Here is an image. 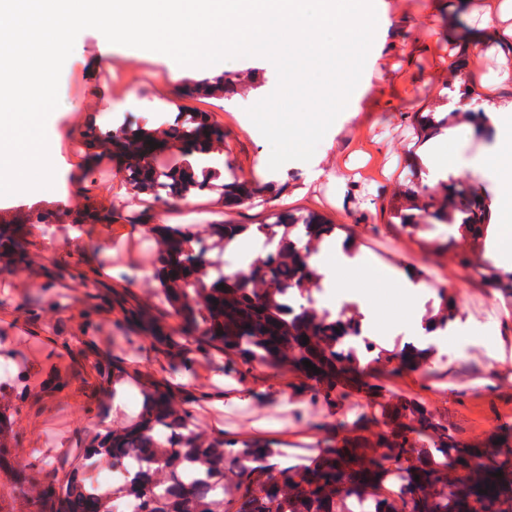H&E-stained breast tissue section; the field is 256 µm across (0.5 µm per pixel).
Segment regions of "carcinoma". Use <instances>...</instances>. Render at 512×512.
Masks as SVG:
<instances>
[{
	"label": "carcinoma",
	"mask_w": 512,
	"mask_h": 512,
	"mask_svg": "<svg viewBox=\"0 0 512 512\" xmlns=\"http://www.w3.org/2000/svg\"><path fill=\"white\" fill-rule=\"evenodd\" d=\"M235 79L222 74L213 81L195 83L193 92L225 95ZM87 149H112L124 164L131 191L186 199L206 190H218L224 204H239L256 189L234 177L224 178V166L213 157L224 141V131L205 112H177L163 130L130 126L120 133L89 128ZM153 144H147V141ZM175 150L181 160L167 164L156 149ZM424 216L439 223L454 222L484 239L486 208L462 176H448L440 193L412 191ZM402 228L418 224L410 206L394 210ZM66 210L29 208L22 223L0 224V260L20 264L25 257V225L74 224ZM335 225L309 214L301 219L279 216L270 224H211L210 247L202 250L189 226L156 224L149 228L160 242L155 276L163 302L176 326L167 340L193 338L203 359L210 351L231 352L242 364L288 368L316 381V395L336 406L339 384L365 387L379 394L371 367H428L431 347L410 344L388 350L363 336L360 346L345 338L362 336L360 323L345 314L312 309L310 290L320 280L309 258L316 245L332 234ZM256 233L277 243L246 272L224 270V249L239 236ZM461 267L473 268L492 286L499 276L484 255L463 254ZM439 312H430L426 325L448 327L457 309L455 295L441 292ZM308 360L319 372L305 367ZM383 427L354 442H338L323 450L299 474L274 462L278 451L271 443L226 439L215 433L197 435L191 412L174 406L171 394L155 388L144 395L141 408L129 424L97 428L81 439L80 453L65 457L41 482L40 495L28 512H107L102 495L91 484L86 462L106 458L113 465L135 451L153 462L126 485L115 490L137 499L140 512H343L347 501L365 503L366 512H512V455L498 447L512 436L494 434L481 447L460 444L448 426L437 421L424 404L397 399L382 405ZM166 430L170 451L160 454L153 437ZM13 446L0 444V476L16 493L36 480L39 465L16 467ZM501 472L496 477L494 473ZM394 478V488L381 491Z\"/></svg>",
	"instance_id": "1"
}]
</instances>
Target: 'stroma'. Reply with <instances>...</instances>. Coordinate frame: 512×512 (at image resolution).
Instances as JSON below:
<instances>
[{"instance_id": "35a3bbf8", "label": "stroma", "mask_w": 512, "mask_h": 512, "mask_svg": "<svg viewBox=\"0 0 512 512\" xmlns=\"http://www.w3.org/2000/svg\"><path fill=\"white\" fill-rule=\"evenodd\" d=\"M377 6L386 23L377 28L369 56L380 77L358 84L357 109L339 114L310 161L292 160L276 171H258L260 155L271 148L246 113L277 85L269 60L237 58L235 88L227 97L188 95L184 81L198 78L191 68L143 49L108 53L96 30L78 34L48 124L59 136L57 163L84 170L81 182L66 184V209L108 213L112 221L83 225L80 239L61 224L51 241L42 225H28L27 261L0 267V337L11 341L28 375L39 380L21 404L15 448L30 447L38 433L76 438L89 426L123 424L134 412L113 410L98 371H124L130 398L139 402L149 388L147 372L161 363L201 432L275 441L280 463L292 468L310 465L356 419L375 427L381 411L364 390H351L330 407L298 372L245 368L229 353L209 361L211 379L201 385L185 370L198 355L195 341L165 346L150 337L175 320L158 295L152 265L157 245L148 226L190 224L204 235L224 220L267 224L278 215L310 213L334 224L336 238L356 253L410 275L424 272V296L413 310L395 311L394 289L371 291L377 307L392 316L389 347L411 335L428 308H439L440 289L461 296L429 369L380 372L385 398L421 401L468 445L512 429V295L488 287L456 258L460 251L483 252L501 272L512 271V263L497 256L503 219L496 179L472 166L496 148L499 130L491 120L460 124L452 116L463 97L512 110V82L493 81L503 59H512V46L503 40L502 22L486 19L484 0H377ZM181 109L209 113L223 128L224 173L251 183L257 190L253 202L228 207L212 191L182 202L136 195L108 151L92 158L70 148L72 138L89 127L115 132L145 122L162 129ZM426 116L435 127L424 140L418 125ZM435 160L446 173L467 175L487 199L486 240L462 238L457 226L427 219L412 231L393 223V207L408 190L428 186V166ZM312 170L319 173L313 181ZM85 320L92 324L86 334L80 330ZM284 395L302 405L303 417L281 407Z\"/></svg>"}]
</instances>
